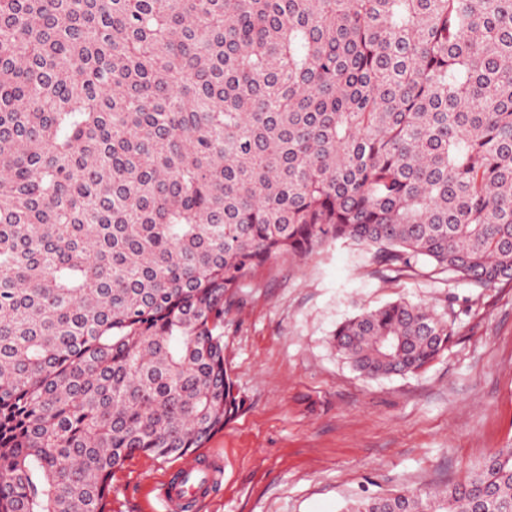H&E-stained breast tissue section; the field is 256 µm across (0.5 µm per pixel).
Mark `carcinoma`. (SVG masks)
<instances>
[{"mask_svg":"<svg viewBox=\"0 0 512 512\" xmlns=\"http://www.w3.org/2000/svg\"><path fill=\"white\" fill-rule=\"evenodd\" d=\"M512 281V0H0V512H111L237 414L224 307L333 243ZM454 335L336 326L367 377ZM347 512H512V448Z\"/></svg>","mask_w":512,"mask_h":512,"instance_id":"1","label":"carcinoma"}]
</instances>
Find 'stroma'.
Instances as JSON below:
<instances>
[{
	"mask_svg": "<svg viewBox=\"0 0 512 512\" xmlns=\"http://www.w3.org/2000/svg\"><path fill=\"white\" fill-rule=\"evenodd\" d=\"M398 298L445 308L455 334L418 374L362 377L332 333ZM224 358L237 415L193 454L129 457L112 475V512H166L163 481L202 456L223 464L224 479L193 512H346L394 489L462 483L512 447V282L386 280L370 254L341 244L278 258L225 310Z\"/></svg>",
	"mask_w": 512,
	"mask_h": 512,
	"instance_id": "35a3bbf8",
	"label": "stroma"
}]
</instances>
